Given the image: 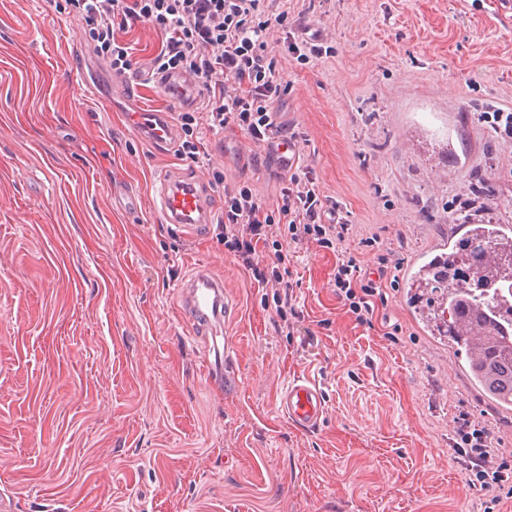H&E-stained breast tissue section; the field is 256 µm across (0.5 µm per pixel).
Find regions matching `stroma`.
I'll list each match as a JSON object with an SVG mask.
<instances>
[{
	"mask_svg": "<svg viewBox=\"0 0 512 512\" xmlns=\"http://www.w3.org/2000/svg\"><path fill=\"white\" fill-rule=\"evenodd\" d=\"M62 0H0V501L14 512H512L453 449L456 408L494 427L512 464V414L484 400L446 341L414 319L402 264L435 252L466 203L512 225V139L482 120L512 110V2L292 0L290 25L321 32L333 56L281 53L280 122L300 163L353 226L361 269L393 267L371 325L332 286L336 252L296 246L289 281L302 313L277 334L272 289L234 263L219 227L166 223L155 184L212 170L252 183L267 208L279 184L242 167L241 136H211L203 163L153 149L129 98L172 115L153 82L126 94ZM93 93H86V86ZM132 189L139 214L112 207ZM374 246H364L366 238ZM211 269L235 310L225 322L238 387L207 382L204 334L180 289ZM323 390V426L279 412L285 385Z\"/></svg>",
	"mask_w": 512,
	"mask_h": 512,
	"instance_id": "35a3bbf8",
	"label": "stroma"
}]
</instances>
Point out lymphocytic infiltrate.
<instances>
[{
  "label": "lymphocytic infiltrate",
  "instance_id": "obj_1",
  "mask_svg": "<svg viewBox=\"0 0 512 512\" xmlns=\"http://www.w3.org/2000/svg\"><path fill=\"white\" fill-rule=\"evenodd\" d=\"M289 0H65L73 16L82 19L94 52L112 73L131 71L132 47L123 38L130 23L140 22L156 31L160 44L150 62L152 74H184L196 80L207 98V109L177 114L181 159L199 162L207 156L208 135L227 130L239 132L252 145L248 161L259 165L258 147L268 143L275 124V110L288 94V83L279 72L281 52L298 64L331 55L322 36H303L288 26ZM276 208H267L250 183L212 174L220 188L222 204L214 214L224 246L237 267L273 291L277 332L293 334L300 317L289 283L282 271L288 254L281 241L314 243L336 251L333 278L336 295L361 324L371 323L375 302L382 298V280L361 270L348 256L345 243L351 226L336 204L320 196L317 177L298 159L288 161L278 174ZM273 247L268 260L259 249ZM457 451L480 477L482 491L491 493L505 479L508 465L493 448L491 428L476 422L466 410L453 419Z\"/></svg>",
  "mask_w": 512,
  "mask_h": 512
}]
</instances>
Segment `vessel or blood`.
<instances>
[{
	"instance_id": "1",
	"label": "vessel or blood",
	"mask_w": 512,
	"mask_h": 512,
	"mask_svg": "<svg viewBox=\"0 0 512 512\" xmlns=\"http://www.w3.org/2000/svg\"><path fill=\"white\" fill-rule=\"evenodd\" d=\"M158 208L168 223L188 230H201L210 224L214 207L200 181L177 176L161 177L156 187ZM181 313L192 327L213 331L228 311L223 285L210 269L199 268L183 285ZM228 348L219 343L208 347L207 380L216 387L234 383L235 374L228 366ZM278 408L288 422L302 430L318 429L325 420L326 401L318 383L308 377L289 382L282 390Z\"/></svg>"
}]
</instances>
